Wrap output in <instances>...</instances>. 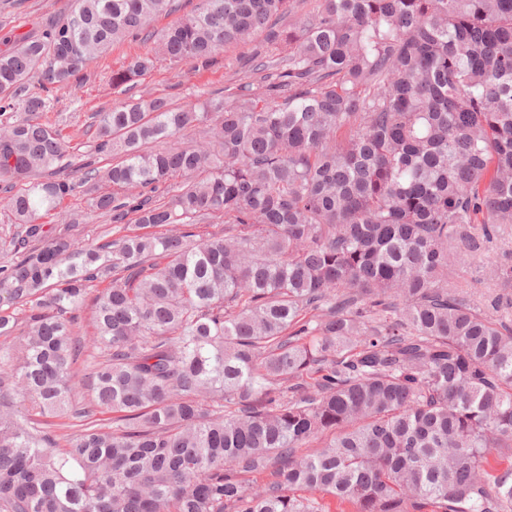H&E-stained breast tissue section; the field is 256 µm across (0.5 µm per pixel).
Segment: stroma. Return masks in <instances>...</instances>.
<instances>
[{"instance_id": "obj_1", "label": "stroma", "mask_w": 512, "mask_h": 512, "mask_svg": "<svg viewBox=\"0 0 512 512\" xmlns=\"http://www.w3.org/2000/svg\"><path fill=\"white\" fill-rule=\"evenodd\" d=\"M66 6L67 0H0V49L10 38L42 35L51 22L61 17ZM146 50V44L138 41L117 45L90 65L81 84L51 92L50 109L45 117L64 124L75 157H83L94 145L93 112L110 108L126 96L164 95L174 104L182 105L204 100L228 84L230 72L224 67L195 72L189 64L162 61L131 93L114 89L113 70L122 65L126 56ZM490 256L500 261L512 259V224L480 251L461 254L449 276L450 286L481 306L488 305L500 292L486 268Z\"/></svg>"}]
</instances>
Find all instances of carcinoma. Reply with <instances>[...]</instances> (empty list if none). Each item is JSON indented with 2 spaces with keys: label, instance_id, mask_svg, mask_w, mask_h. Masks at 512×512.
<instances>
[{
  "label": "carcinoma",
  "instance_id": "1",
  "mask_svg": "<svg viewBox=\"0 0 512 512\" xmlns=\"http://www.w3.org/2000/svg\"><path fill=\"white\" fill-rule=\"evenodd\" d=\"M315 2L282 27L294 0H202L158 34L177 0H68L0 51V337L24 341L0 361V512H512L488 461L512 452V321L448 285L467 226L512 224V0ZM260 31L255 78L97 111L80 165L43 119L128 40L156 49L112 71L125 92ZM80 187L112 239L61 211Z\"/></svg>",
  "mask_w": 512,
  "mask_h": 512
}]
</instances>
